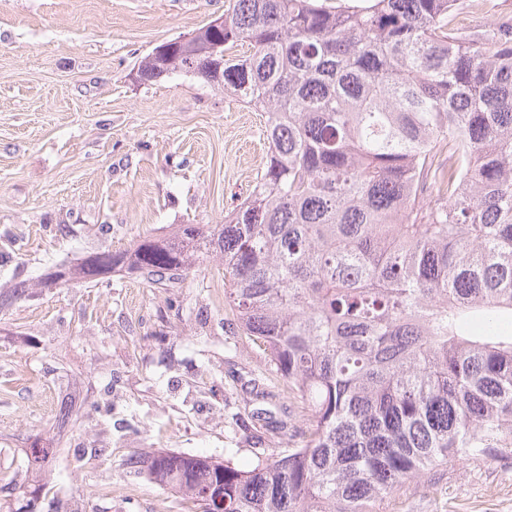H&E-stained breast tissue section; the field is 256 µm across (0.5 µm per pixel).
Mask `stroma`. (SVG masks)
Instances as JSON below:
<instances>
[{
	"label": "stroma",
	"mask_w": 512,
	"mask_h": 512,
	"mask_svg": "<svg viewBox=\"0 0 512 512\" xmlns=\"http://www.w3.org/2000/svg\"><path fill=\"white\" fill-rule=\"evenodd\" d=\"M457 23L512 24V0H460ZM230 0H0V475L53 438L40 512H189L125 459L166 450L243 467L297 441L293 401L253 399L266 357L224 301V269L181 287L113 274L37 288L56 264L180 224H220L266 162L264 117L183 72L141 82V59L225 14ZM76 426H59L55 396ZM270 407L275 421L258 422ZM286 428H278V420ZM385 512H512V457L431 471Z\"/></svg>",
	"instance_id": "1"
}]
</instances>
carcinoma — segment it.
<instances>
[{"mask_svg": "<svg viewBox=\"0 0 512 512\" xmlns=\"http://www.w3.org/2000/svg\"><path fill=\"white\" fill-rule=\"evenodd\" d=\"M456 6L233 0L190 51L141 60L144 82L215 66L264 113L268 161L224 223L91 252L68 281L175 288L224 262V298L305 420L248 469L127 459L195 512H380L443 463L512 454V32L467 35ZM268 381L256 397L280 396ZM54 453L25 449L6 512H33Z\"/></svg>", "mask_w": 512, "mask_h": 512, "instance_id": "cac0c4a2", "label": "carcinoma"}]
</instances>
